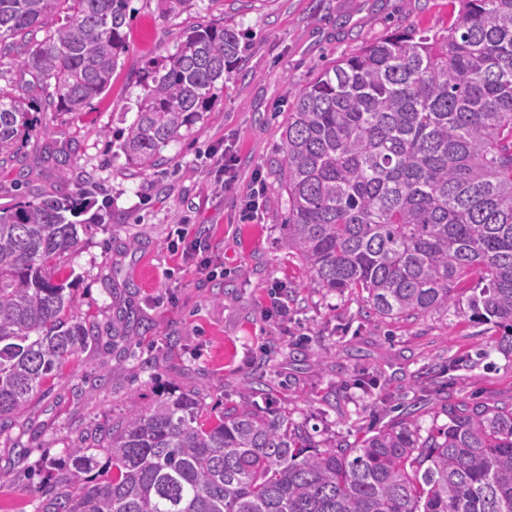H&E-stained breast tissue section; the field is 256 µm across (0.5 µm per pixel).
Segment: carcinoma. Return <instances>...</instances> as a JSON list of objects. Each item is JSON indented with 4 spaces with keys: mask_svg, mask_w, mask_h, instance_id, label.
Listing matches in <instances>:
<instances>
[{
    "mask_svg": "<svg viewBox=\"0 0 512 512\" xmlns=\"http://www.w3.org/2000/svg\"><path fill=\"white\" fill-rule=\"evenodd\" d=\"M129 2L0 0V44L31 77L0 88V154L33 131L31 113L81 112L108 90ZM161 2L166 17L196 6ZM461 2L446 33L391 32L298 93L276 166L279 221L315 287L365 292L382 318L469 311L502 327L512 353V0ZM63 6L70 20L45 29ZM244 51L235 28L200 23L148 64L128 164L160 165ZM78 207L80 193L0 209V425L95 340L60 268L79 245L65 216ZM449 414L425 437L407 412L321 450L286 415L245 405L200 425L199 400L168 392L102 447L68 449L76 471L98 450L112 475L45 491L41 512H512V408Z\"/></svg>",
    "mask_w": 512,
    "mask_h": 512,
    "instance_id": "1",
    "label": "carcinoma"
}]
</instances>
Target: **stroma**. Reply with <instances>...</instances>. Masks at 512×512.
<instances>
[{
    "label": "stroma",
    "instance_id": "obj_1",
    "mask_svg": "<svg viewBox=\"0 0 512 512\" xmlns=\"http://www.w3.org/2000/svg\"><path fill=\"white\" fill-rule=\"evenodd\" d=\"M459 9V0H200L166 19L159 0H130L128 51L109 91L76 115L35 113L37 130L0 166V209L34 193L89 201L72 218L80 245L63 272L76 313L98 333L0 432V512H38L45 487L69 492L45 460L66 463L68 448L171 390L197 397L206 424L240 404L287 415L320 449L355 442L401 405H415L425 431L447 425L453 406L512 405L503 328L453 310L384 319L363 294L314 287L271 218L286 207L274 163L295 93L387 33L446 30ZM203 22L236 27L246 50L197 129L163 149L165 165L132 168L120 144L143 95L138 73ZM227 146L235 180L219 191L210 154ZM48 151L69 153V179L44 163ZM258 175L263 205L246 220ZM196 241L205 254L192 251ZM206 255L221 274L201 270ZM452 361L445 387L438 373ZM368 374L380 375L382 394L358 385Z\"/></svg>",
    "mask_w": 512,
    "mask_h": 512
}]
</instances>
